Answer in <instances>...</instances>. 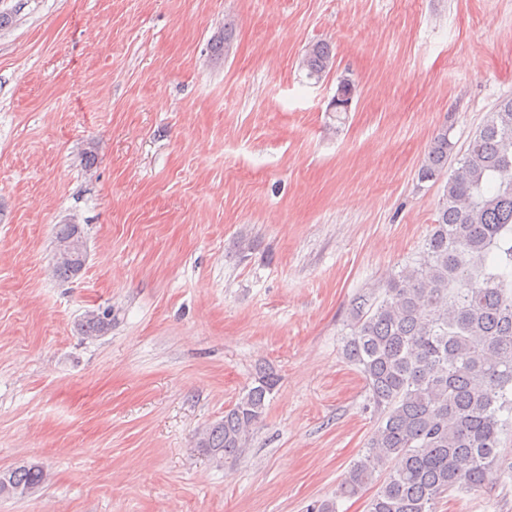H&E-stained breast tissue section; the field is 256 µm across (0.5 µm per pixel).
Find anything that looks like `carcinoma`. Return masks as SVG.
I'll list each match as a JSON object with an SVG mask.
<instances>
[{"label": "carcinoma", "mask_w": 512, "mask_h": 512, "mask_svg": "<svg viewBox=\"0 0 512 512\" xmlns=\"http://www.w3.org/2000/svg\"><path fill=\"white\" fill-rule=\"evenodd\" d=\"M329 45L311 44L300 61L307 77L330 72ZM448 130L432 140L418 170L421 182L448 168ZM83 237L60 224L55 245ZM421 266H405L381 287L358 295L350 309L345 357L369 389L380 420L344 474L336 497L307 512H339L338 502L363 495L387 470L368 512H434L443 494L479 490L494 477L501 436L512 430V97L499 102L448 175ZM63 280L81 273L77 259H55ZM112 325V310L87 314L83 334ZM277 378L261 371L252 386L200 434L197 447L214 459L234 456L263 421ZM0 494L35 492L47 480L24 462L2 474Z\"/></svg>", "instance_id": "carcinoma-1"}]
</instances>
